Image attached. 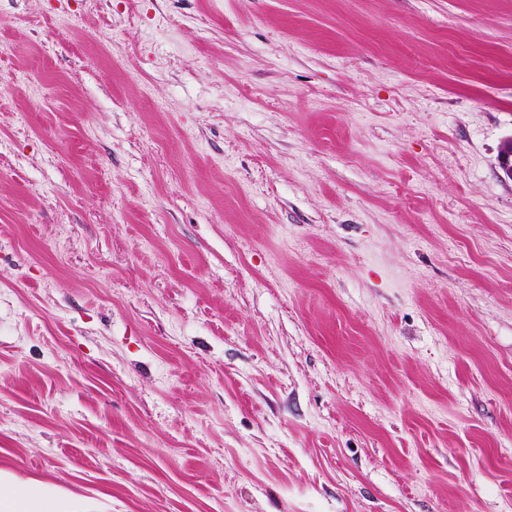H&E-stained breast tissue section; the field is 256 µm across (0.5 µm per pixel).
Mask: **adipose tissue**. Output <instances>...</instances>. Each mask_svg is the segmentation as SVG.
<instances>
[{
	"label": "adipose tissue",
	"mask_w": 512,
	"mask_h": 512,
	"mask_svg": "<svg viewBox=\"0 0 512 512\" xmlns=\"http://www.w3.org/2000/svg\"><path fill=\"white\" fill-rule=\"evenodd\" d=\"M0 512H81L75 497L37 479L0 468Z\"/></svg>",
	"instance_id": "1"
}]
</instances>
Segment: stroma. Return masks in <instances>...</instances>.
Listing matches in <instances>:
<instances>
[{"mask_svg": "<svg viewBox=\"0 0 512 512\" xmlns=\"http://www.w3.org/2000/svg\"><path fill=\"white\" fill-rule=\"evenodd\" d=\"M512 0H0V468L88 512H512Z\"/></svg>", "mask_w": 512, "mask_h": 512, "instance_id": "35a3bbf8", "label": "stroma"}]
</instances>
